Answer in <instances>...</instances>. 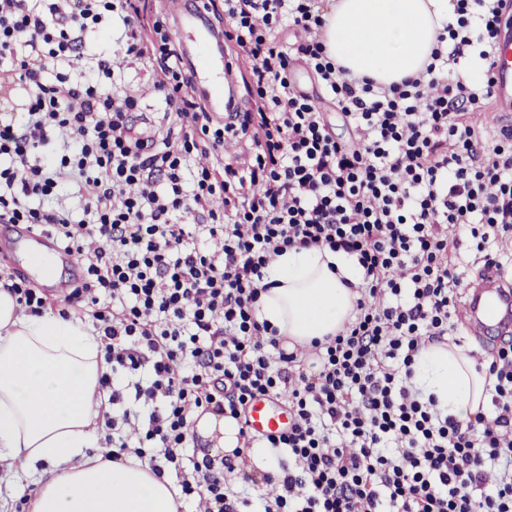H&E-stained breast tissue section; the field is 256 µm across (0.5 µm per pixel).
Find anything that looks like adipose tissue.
Wrapping results in <instances>:
<instances>
[{"label": "adipose tissue", "instance_id": "ef3b65f1", "mask_svg": "<svg viewBox=\"0 0 512 512\" xmlns=\"http://www.w3.org/2000/svg\"><path fill=\"white\" fill-rule=\"evenodd\" d=\"M453 14L452 0H332L323 36L351 77L388 85L423 72ZM263 283L258 321L307 346L348 320L362 271L342 252L289 248L270 261ZM108 369L99 337L79 320L26 314L0 287V459L20 478L40 470L31 512H178L169 475L93 452ZM413 382L460 420L488 398L484 375L452 344L423 348Z\"/></svg>", "mask_w": 512, "mask_h": 512}]
</instances>
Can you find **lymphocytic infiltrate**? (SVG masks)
Returning <instances> with one entry per match:
<instances>
[{"mask_svg":"<svg viewBox=\"0 0 512 512\" xmlns=\"http://www.w3.org/2000/svg\"><path fill=\"white\" fill-rule=\"evenodd\" d=\"M453 2L459 20L424 74L382 86L328 56L319 0H224V42L251 82L247 108L218 117L194 96L168 19L144 23L138 0H0V90L27 95L23 122L0 117V223L50 228L75 252L70 305L92 317L113 370L151 368L134 390L152 410L135 421L114 417L123 393L101 380L108 461L135 454L174 471L206 512H242L233 455L187 456L190 418L238 421L271 395L288 430L238 433L294 461L263 475L262 512H512V337L480 363L490 409L468 421L411 385L462 298L461 235L487 260L512 250V126L470 119L492 98L505 0ZM100 26L152 65L164 110L151 135L137 131L141 97L117 86L110 57L82 81L62 70ZM475 43L480 81L446 80ZM299 62L351 140L295 85ZM229 139L244 141L246 161L220 158ZM85 185L76 206L59 202ZM292 247L345 252L364 274L348 322L307 349L254 315L265 267Z\"/></svg>","mask_w":512,"mask_h":512,"instance_id":"1","label":"lymphocytic infiltrate"}]
</instances>
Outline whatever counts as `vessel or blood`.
<instances>
[{
  "instance_id": "1",
  "label": "vessel or blood",
  "mask_w": 512,
  "mask_h": 512,
  "mask_svg": "<svg viewBox=\"0 0 512 512\" xmlns=\"http://www.w3.org/2000/svg\"><path fill=\"white\" fill-rule=\"evenodd\" d=\"M177 37L193 36L199 46L194 62L189 63L192 84L211 83L228 88L235 68L224 52V42L210 25L203 7L179 15ZM492 90L502 110L512 109V32L502 33L494 51ZM469 299L463 327L467 335L488 339L512 334V288L505 286L502 273L482 267L467 283ZM248 428L259 435H276L288 427V407L273 396L253 399L245 411Z\"/></svg>"
}]
</instances>
